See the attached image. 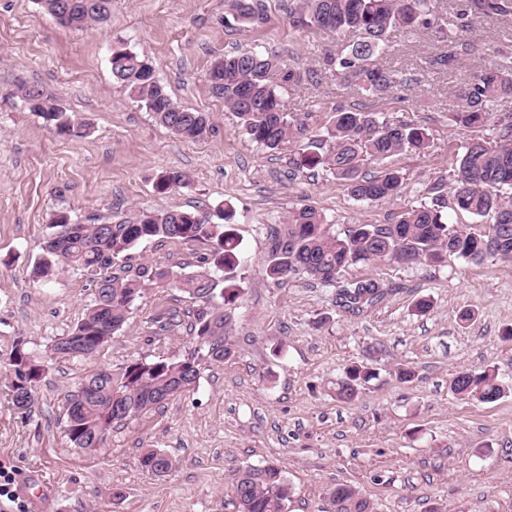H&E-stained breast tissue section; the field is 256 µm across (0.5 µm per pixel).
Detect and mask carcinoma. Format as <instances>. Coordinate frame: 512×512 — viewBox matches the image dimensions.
<instances>
[{"instance_id":"1","label":"carcinoma","mask_w":512,"mask_h":512,"mask_svg":"<svg viewBox=\"0 0 512 512\" xmlns=\"http://www.w3.org/2000/svg\"><path fill=\"white\" fill-rule=\"evenodd\" d=\"M63 27L103 23L111 15L112 0H40ZM243 25L265 21L260 0H224ZM512 0H465L436 13L432 0H301L299 8L288 6V18L302 28H316L338 36L353 35L352 42L329 51L321 58L320 71L340 85L385 95L417 81L415 73L396 69L386 62L390 34L428 30L448 51L424 61L431 70L453 68L471 55L472 44L463 36L464 19L507 15ZM112 77L155 120L175 135L189 140L204 139L212 127L205 113L190 111L175 103L158 78L151 58L126 48L112 49ZM213 92L246 129L251 139L275 150L298 127L287 111L281 91L297 86L302 75L283 58L260 46L215 58L206 73ZM27 109L42 117L57 135L79 137L82 124L63 111L52 97L36 85L20 87ZM453 122L463 128H482L494 106L512 100V68L494 63L482 65L453 92ZM492 137L470 139L449 172L448 191L437 182L426 191V200L400 211L390 224H352L336 232L316 207L302 204L288 212L287 220L274 228L266 260L267 276L277 284L295 275L326 287H334L351 266L371 262L400 267L426 265L445 267L450 261L479 264L487 259L512 261V112L494 121ZM433 138L424 126L401 117H387L360 107L338 106L332 111L325 133L313 134L293 160L300 169L327 167L349 196L363 203L390 202L401 196L405 174L387 163L404 153L427 154ZM378 165L367 173L363 166ZM184 184L179 171L158 175L155 190L170 193ZM490 217L492 223L477 229L448 222V210ZM228 208L216 211L171 208L142 211L117 224L107 219L78 224V233L66 235L70 217L59 215L52 227L33 273L50 280L65 268H81L97 275L93 302L66 334L71 344L81 343L80 353H97L120 332L131 307L146 288H176L202 302L190 324L195 347L175 359L134 360L115 369L101 368L89 375L65 400L64 432L70 443L86 452L104 448L114 426L131 421L163 405L174 396L195 388L202 365L222 362L230 356L228 334L231 313L225 306L242 294L244 264L240 241ZM166 239L201 244L205 253L197 268L175 272L156 264H142L134 273L115 271L117 261L145 241ZM224 273V288L215 293L214 273ZM392 289L373 278L353 281L336 292V304L357 314L384 301ZM5 385L13 406L22 416V401L36 396V385L45 367L18 340L5 364ZM376 369L360 362L344 368L334 393L342 401L357 397L361 388L377 378ZM451 392L461 399L493 402L512 392V383L499 378L487 366L462 371L450 381ZM141 465L156 476L173 466L165 453L152 450ZM232 489L237 512H285L291 487L284 470L274 462L245 466L234 473ZM331 512H374L373 503L360 490L339 483L329 492Z\"/></svg>"}]
</instances>
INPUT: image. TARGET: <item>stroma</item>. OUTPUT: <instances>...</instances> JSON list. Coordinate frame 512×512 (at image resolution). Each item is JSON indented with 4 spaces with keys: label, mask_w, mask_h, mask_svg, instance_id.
<instances>
[{
    "label": "stroma",
    "mask_w": 512,
    "mask_h": 512,
    "mask_svg": "<svg viewBox=\"0 0 512 512\" xmlns=\"http://www.w3.org/2000/svg\"><path fill=\"white\" fill-rule=\"evenodd\" d=\"M262 4L266 22L258 28L237 22L224 0H112L107 22L66 28L39 0H0V361L21 339L47 365L30 420L15 414L0 383V486L9 488L0 512H236L233 470L269 461L291 485L286 512H327L330 489L344 482L359 487L377 512H512V394L482 403L449 389L466 369L491 366L512 379V341L504 337L512 327V263L349 267L346 278L375 277L394 289L356 316L337 306L335 288L301 276L277 285L265 274L270 232L293 207H317L340 231L388 223L424 200L474 136L451 122V90L474 68L497 61L512 15L476 20L467 33L473 54L450 74L422 69L447 44L425 32H392L388 63L417 68L418 81L374 96L326 75L311 79L340 38L294 27L288 0ZM257 45L301 72L302 83L283 98L310 130L328 124L334 105L353 103L429 129L428 154L391 160L406 175L401 197L355 201L328 169H292L301 139L276 150L250 139L205 74L214 57ZM116 46L150 56L172 99L208 115L211 135L178 139L130 98L112 78ZM22 84L43 88L87 125L86 135H56L24 107ZM166 170L185 173L186 187L155 192L154 179ZM225 206L246 260L243 294L231 309V356L203 366L194 390L112 429L107 447L73 448L63 430L67 394L99 367L182 357L191 336L183 328L162 331L159 322L198 304L173 288L147 289L95 357H48V345L81 319L96 288L82 269L33 281L54 214L90 224L142 210ZM203 252L200 245L146 241L126 268L152 262L189 271ZM420 298L432 302L427 314L413 310ZM467 309L475 318L465 323ZM354 361L379 376L343 402L332 387ZM401 364L412 368V381L396 378ZM151 449L173 460L168 475L142 469Z\"/></svg>",
    "instance_id": "stroma-1"
}]
</instances>
